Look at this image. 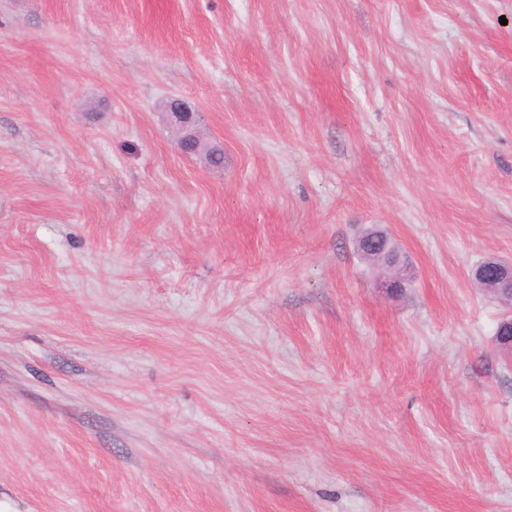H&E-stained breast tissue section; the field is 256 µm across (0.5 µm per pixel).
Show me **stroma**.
<instances>
[{"label": "stroma", "instance_id": "35a3bbf8", "mask_svg": "<svg viewBox=\"0 0 512 512\" xmlns=\"http://www.w3.org/2000/svg\"><path fill=\"white\" fill-rule=\"evenodd\" d=\"M488 257L512 0H0V512H512ZM167 113L170 124L183 130L189 126L196 127L199 121L198 112L190 110L179 98L171 105L168 103ZM389 239L391 238L387 232L373 226V228L361 238V243L367 250L374 251L382 257L387 258L390 267L397 271L396 275L381 280L380 282V288H386L394 295L401 292L403 288H406L408 281L411 279V271L405 259L401 257L395 248H392Z\"/></svg>", "mask_w": 512, "mask_h": 512}]
</instances>
